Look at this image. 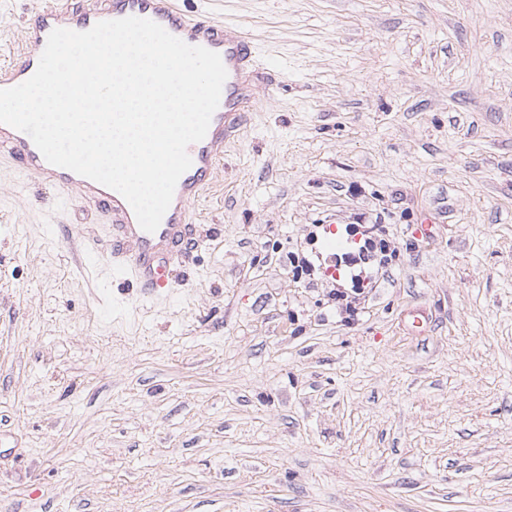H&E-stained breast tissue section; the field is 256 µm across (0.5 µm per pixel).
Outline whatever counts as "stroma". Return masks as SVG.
I'll use <instances>...</instances> for the list:
<instances>
[{"label":"stroma","instance_id":"stroma-1","mask_svg":"<svg viewBox=\"0 0 512 512\" xmlns=\"http://www.w3.org/2000/svg\"><path fill=\"white\" fill-rule=\"evenodd\" d=\"M46 2L0 0V63ZM203 6L276 84L168 295L0 163V512H512V0ZM356 222L393 254L350 317Z\"/></svg>","mask_w":512,"mask_h":512}]
</instances>
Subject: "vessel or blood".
<instances>
[{
  "mask_svg": "<svg viewBox=\"0 0 512 512\" xmlns=\"http://www.w3.org/2000/svg\"><path fill=\"white\" fill-rule=\"evenodd\" d=\"M179 0H50L24 27L25 46L17 63L0 67V89L19 85L37 69L49 34L57 28L83 32L97 22L130 16L161 25L189 45L218 53L227 70L220 103L205 138L188 148L190 168L180 177L172 202L155 232L141 229L129 203L115 190L68 169L49 164L32 139L0 124V158L17 160L25 171L51 185L76 192L82 206L101 209L111 227L110 262L113 275L135 282L144 300L157 298L171 273L192 262L197 247L196 226L189 205L209 185L225 141L245 124L258 88L273 82L265 63L240 30L211 20L205 12L189 15Z\"/></svg>",
  "mask_w": 512,
  "mask_h": 512,
  "instance_id": "1",
  "label": "vessel or blood"
}]
</instances>
